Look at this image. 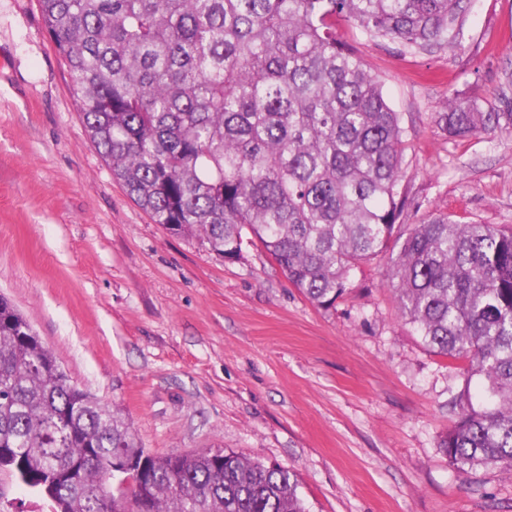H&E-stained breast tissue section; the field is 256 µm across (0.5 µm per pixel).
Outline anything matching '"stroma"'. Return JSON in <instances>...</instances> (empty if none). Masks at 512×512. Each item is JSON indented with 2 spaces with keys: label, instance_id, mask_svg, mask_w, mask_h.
Segmentation results:
<instances>
[{
  "label": "stroma",
  "instance_id": "stroma-1",
  "mask_svg": "<svg viewBox=\"0 0 512 512\" xmlns=\"http://www.w3.org/2000/svg\"><path fill=\"white\" fill-rule=\"evenodd\" d=\"M337 29L400 114L403 223L512 225V138L455 140L435 119L455 95L512 98V0H470L453 49ZM0 56V295L149 454L280 465L308 512H512L511 468L444 455L464 378L405 324L382 260L323 308L262 252L230 262L170 234L90 140L37 0H0ZM0 488V512H51L8 471Z\"/></svg>",
  "mask_w": 512,
  "mask_h": 512
}]
</instances>
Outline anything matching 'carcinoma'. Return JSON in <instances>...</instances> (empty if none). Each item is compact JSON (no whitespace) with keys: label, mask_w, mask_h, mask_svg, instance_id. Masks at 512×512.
<instances>
[{"label":"carcinoma","mask_w":512,"mask_h":512,"mask_svg":"<svg viewBox=\"0 0 512 512\" xmlns=\"http://www.w3.org/2000/svg\"><path fill=\"white\" fill-rule=\"evenodd\" d=\"M463 0H38L83 123L154 221L227 261L253 247L319 306L388 257L401 317L480 390L454 398L441 448L462 473L512 468V227L433 213L399 223L404 130L336 32L344 20L406 49L455 44ZM448 135L512 133V111L456 97ZM130 424L74 386L0 295V470L53 512H141L102 467L138 448ZM149 512H307L293 475L214 448L147 456Z\"/></svg>","instance_id":"cac0c4a2"}]
</instances>
